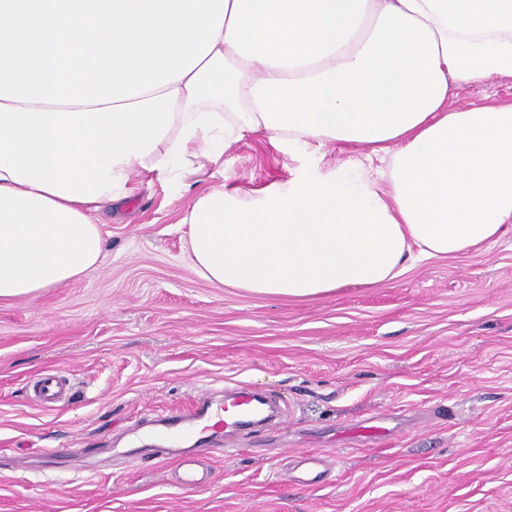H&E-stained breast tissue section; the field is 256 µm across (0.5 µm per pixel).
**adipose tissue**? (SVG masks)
<instances>
[{
	"label": "adipose tissue",
	"mask_w": 512,
	"mask_h": 512,
	"mask_svg": "<svg viewBox=\"0 0 512 512\" xmlns=\"http://www.w3.org/2000/svg\"><path fill=\"white\" fill-rule=\"evenodd\" d=\"M512 0H0V299L103 252L138 172L188 181L246 136L319 158L287 185L197 193L206 280L369 287L512 234ZM368 148L325 160L331 145ZM454 101L457 105H468L478 102L484 97L512 101V78L495 77L489 79L481 88H460L454 91Z\"/></svg>",
	"instance_id": "obj_1"
}]
</instances>
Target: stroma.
Instances as JSON below:
<instances>
[{
	"mask_svg": "<svg viewBox=\"0 0 512 512\" xmlns=\"http://www.w3.org/2000/svg\"><path fill=\"white\" fill-rule=\"evenodd\" d=\"M308 163L254 135L195 186L142 177L102 214L96 267L0 300V512H512V237L315 297L194 270L181 218L199 189L283 183ZM50 370L70 393L46 407L30 386ZM241 386L281 415L235 449L203 444L201 489L136 453L146 421ZM300 450L325 455L320 484L295 482Z\"/></svg>",
	"mask_w": 512,
	"mask_h": 512,
	"instance_id": "stroma-1",
	"label": "stroma"
}]
</instances>
